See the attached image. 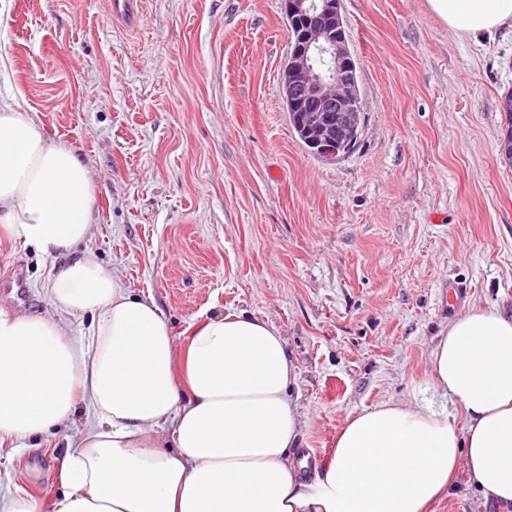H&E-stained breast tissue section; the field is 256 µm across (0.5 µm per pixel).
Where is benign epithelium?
<instances>
[{"label": "benign epithelium", "instance_id": "benign-epithelium-1", "mask_svg": "<svg viewBox=\"0 0 512 512\" xmlns=\"http://www.w3.org/2000/svg\"><path fill=\"white\" fill-rule=\"evenodd\" d=\"M341 0H319L311 12L310 29L302 48L284 64L280 91L290 107L308 113L311 143L327 160H338L363 130L357 64L341 30Z\"/></svg>", "mask_w": 512, "mask_h": 512}]
</instances>
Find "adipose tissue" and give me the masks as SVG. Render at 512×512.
<instances>
[{"mask_svg":"<svg viewBox=\"0 0 512 512\" xmlns=\"http://www.w3.org/2000/svg\"><path fill=\"white\" fill-rule=\"evenodd\" d=\"M428 6L460 38L512 29V0ZM94 207L77 152L0 96V232L64 260L44 284L54 316L0 308V435L52 434L77 403L92 411L62 462L63 494L44 504L19 492L0 512H425L462 469L484 504L512 512V313L458 312L430 353L447 408L390 401L348 416L307 483L290 453L299 373L279 328L239 311L176 338L152 299L78 255ZM75 315L90 318L79 338Z\"/></svg>","mask_w":512,"mask_h":512,"instance_id":"adipose-tissue-1","label":"adipose tissue"}]
</instances>
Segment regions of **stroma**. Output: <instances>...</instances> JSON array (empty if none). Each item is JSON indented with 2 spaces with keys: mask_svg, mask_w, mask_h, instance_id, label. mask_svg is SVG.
<instances>
[{
  "mask_svg": "<svg viewBox=\"0 0 512 512\" xmlns=\"http://www.w3.org/2000/svg\"><path fill=\"white\" fill-rule=\"evenodd\" d=\"M282 0H141L112 24L107 0H10L0 53L46 136L94 178L80 251L152 297L174 334L244 309L273 322L299 380L301 445L332 451L348 415L436 401L429 355L459 306L512 311V163L500 153L512 32L453 35L426 0H341L366 124L336 161L311 155L279 92ZM54 265L0 237V307L51 314ZM77 406L53 436L0 441V495L62 494ZM428 512L481 507L466 471Z\"/></svg>",
  "mask_w": 512,
  "mask_h": 512,
  "instance_id": "35a3bbf8",
  "label": "stroma"
}]
</instances>
